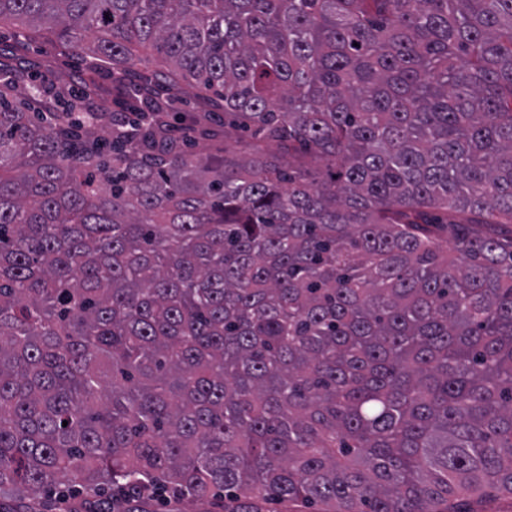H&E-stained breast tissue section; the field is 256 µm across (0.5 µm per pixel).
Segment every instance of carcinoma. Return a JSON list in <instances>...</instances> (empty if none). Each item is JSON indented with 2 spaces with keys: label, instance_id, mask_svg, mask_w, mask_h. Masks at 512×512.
I'll return each mask as SVG.
<instances>
[{
  "label": "carcinoma",
  "instance_id": "obj_1",
  "mask_svg": "<svg viewBox=\"0 0 512 512\" xmlns=\"http://www.w3.org/2000/svg\"><path fill=\"white\" fill-rule=\"evenodd\" d=\"M0 497L512 499V0H0ZM142 49L167 74L138 68ZM253 130L188 154L163 98ZM277 142L288 159L270 157ZM59 70H57L55 77L51 75L48 76V80L46 81V86L48 88L47 97L53 96L55 92L56 85L63 83H74L79 80L81 74V68H77L76 60L71 58H62V62Z\"/></svg>",
  "mask_w": 512,
  "mask_h": 512
}]
</instances>
